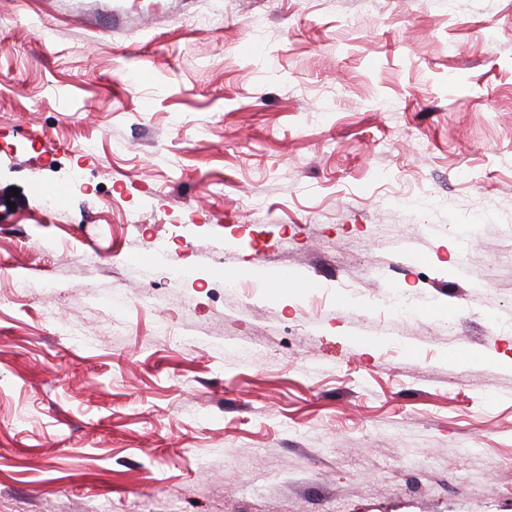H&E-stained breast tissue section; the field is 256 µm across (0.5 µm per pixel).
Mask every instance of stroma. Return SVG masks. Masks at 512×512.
I'll use <instances>...</instances> for the list:
<instances>
[{"label":"stroma","mask_w":512,"mask_h":512,"mask_svg":"<svg viewBox=\"0 0 512 512\" xmlns=\"http://www.w3.org/2000/svg\"><path fill=\"white\" fill-rule=\"evenodd\" d=\"M0 512H512V0H0Z\"/></svg>","instance_id":"obj_1"}]
</instances>
